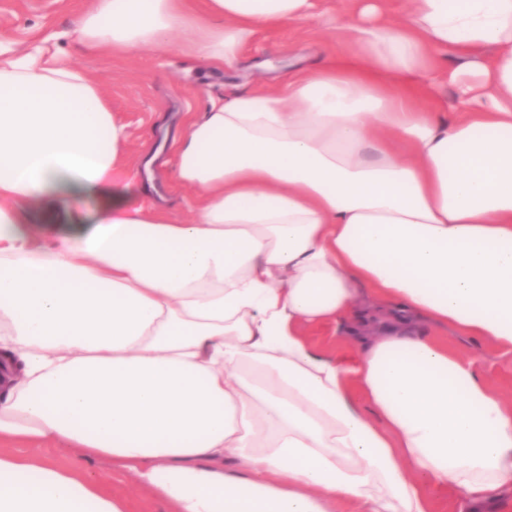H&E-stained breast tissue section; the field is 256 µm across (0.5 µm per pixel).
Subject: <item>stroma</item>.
Returning <instances> with one entry per match:
<instances>
[{
    "instance_id": "35a3bbf8",
    "label": "stroma",
    "mask_w": 512,
    "mask_h": 512,
    "mask_svg": "<svg viewBox=\"0 0 512 512\" xmlns=\"http://www.w3.org/2000/svg\"><path fill=\"white\" fill-rule=\"evenodd\" d=\"M89 0H0V40L25 46L36 36L47 38L100 87L113 118L124 125L125 148L113 176L135 205L163 209L173 224L188 223L200 197L173 178L178 133L186 119L201 118L210 99L237 91L274 87L292 69L329 65L336 58V33L313 21L261 28L246 43L237 61L217 66L189 54L181 38L129 55L87 50L73 32L75 16ZM451 348L479 351L480 371L489 385L512 398V357L477 342L439 331ZM107 491L126 499L128 512H170L166 499L136 487L125 474L104 464L94 467Z\"/></svg>"
}]
</instances>
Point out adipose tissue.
Segmentation results:
<instances>
[{"mask_svg": "<svg viewBox=\"0 0 512 512\" xmlns=\"http://www.w3.org/2000/svg\"><path fill=\"white\" fill-rule=\"evenodd\" d=\"M187 2L92 0L74 28L115 54L187 31L230 64L260 26L325 21L351 51L185 123L192 223L116 192L48 240L29 205L100 192L125 130L65 57L0 42V512H127L47 442L172 512L511 501L512 401L422 325L512 354V0ZM338 324L357 357L305 334Z\"/></svg>", "mask_w": 512, "mask_h": 512, "instance_id": "adipose-tissue-1", "label": "adipose tissue"}]
</instances>
